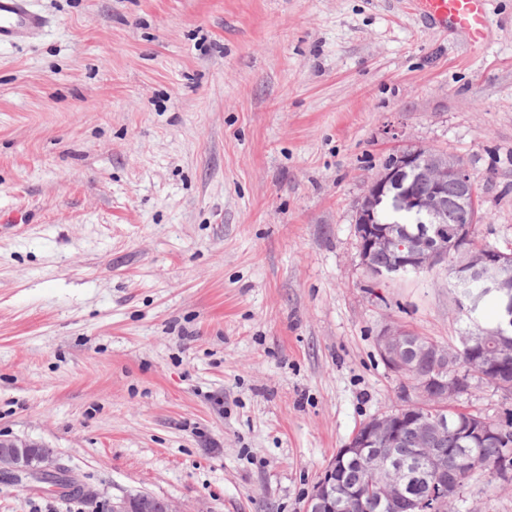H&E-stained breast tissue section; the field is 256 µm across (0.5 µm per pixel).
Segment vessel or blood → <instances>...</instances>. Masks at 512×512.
<instances>
[{
	"label": "vessel or blood",
	"mask_w": 512,
	"mask_h": 512,
	"mask_svg": "<svg viewBox=\"0 0 512 512\" xmlns=\"http://www.w3.org/2000/svg\"><path fill=\"white\" fill-rule=\"evenodd\" d=\"M427 25L463 33L471 43L488 35L487 0H411ZM45 25L28 0H0V42H18L35 36Z\"/></svg>",
	"instance_id": "vessel-or-blood-1"
}]
</instances>
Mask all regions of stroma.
<instances>
[{
	"mask_svg": "<svg viewBox=\"0 0 512 512\" xmlns=\"http://www.w3.org/2000/svg\"><path fill=\"white\" fill-rule=\"evenodd\" d=\"M0 44V439L83 487L0 475V512H305L400 405L382 329L443 346L448 266L375 284L357 204L411 148L460 159L475 243L512 251V0L471 51L407 0H29ZM457 512H512L484 470ZM44 18L29 8L28 0L0 1V42H18L35 36ZM160 502L157 496L151 494L126 496L112 502L110 512H156Z\"/></svg>",
	"mask_w": 512,
	"mask_h": 512,
	"instance_id": "stroma-1",
	"label": "stroma"
}]
</instances>
